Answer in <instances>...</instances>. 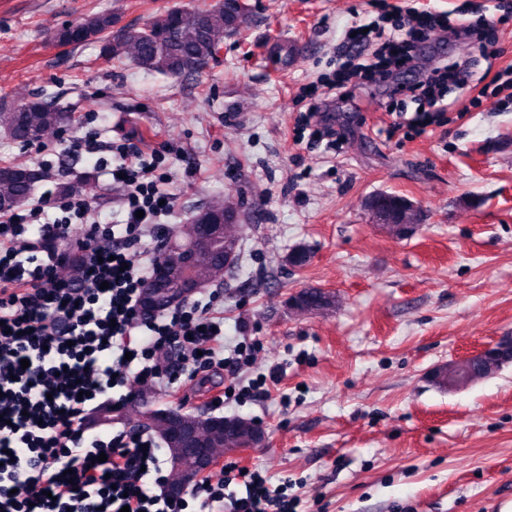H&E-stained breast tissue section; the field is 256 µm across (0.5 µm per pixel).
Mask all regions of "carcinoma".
Here are the masks:
<instances>
[{
	"mask_svg": "<svg viewBox=\"0 0 512 512\" xmlns=\"http://www.w3.org/2000/svg\"><path fill=\"white\" fill-rule=\"evenodd\" d=\"M251 17L249 0H218L209 9H170L138 27L119 26V17L112 13H95L76 23H66L55 30L53 42L60 47L85 42L99 45V59L110 64L130 60L142 69L169 76L200 73L224 48V37L234 30L236 20L247 22ZM75 122L74 113L39 100H27L0 108V127L11 138L22 142L29 136L44 133L49 137L67 132ZM35 168L15 163H0V210L16 207L27 201L39 179L32 175ZM238 200L230 195L212 198L193 223H224V213L236 208ZM420 224V211L411 206L398 209L386 230L402 237ZM224 270V250L217 243L201 273L210 275ZM338 304L335 293L320 288H308L293 310L305 313L332 308ZM501 364L479 370L475 363L450 365L435 371L437 384L454 377L468 380L494 374Z\"/></svg>",
	"mask_w": 512,
	"mask_h": 512,
	"instance_id": "carcinoma-1",
	"label": "carcinoma"
}]
</instances>
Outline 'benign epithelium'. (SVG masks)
I'll list each match as a JSON object with an SVG mask.
<instances>
[{
    "mask_svg": "<svg viewBox=\"0 0 512 512\" xmlns=\"http://www.w3.org/2000/svg\"><path fill=\"white\" fill-rule=\"evenodd\" d=\"M239 215L224 217L222 224H186L183 230L191 238L186 246H171L175 260L160 263L146 281L139 295V312L151 317L169 309L172 305L188 302L203 290L209 281L199 275L201 259L210 242L224 236V225L238 221ZM512 351V336H502L495 345L476 352V357L489 355L506 357ZM148 423L165 445L171 468L181 477L168 484L167 496L178 500L187 487L213 473L219 453L198 445L195 423L188 413L175 409H162L148 415ZM233 422L222 417L210 416L206 420L208 435L218 441L224 440V433Z\"/></svg>",
    "mask_w": 512,
    "mask_h": 512,
    "instance_id": "obj_1",
    "label": "benign epithelium"
}]
</instances>
